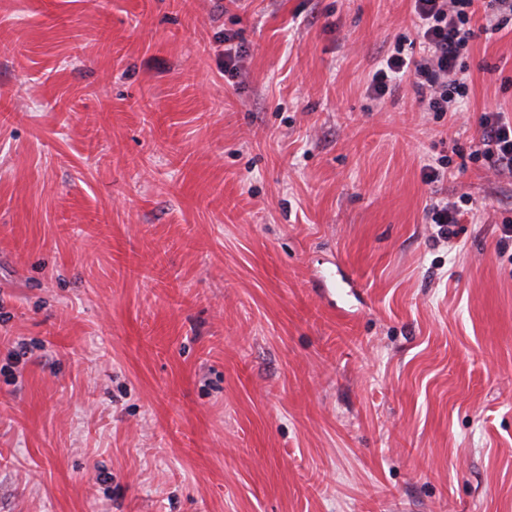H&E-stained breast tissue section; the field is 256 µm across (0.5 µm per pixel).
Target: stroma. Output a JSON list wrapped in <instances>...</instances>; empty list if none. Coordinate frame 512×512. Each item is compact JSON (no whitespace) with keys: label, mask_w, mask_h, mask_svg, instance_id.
I'll list each match as a JSON object with an SVG mask.
<instances>
[{"label":"stroma","mask_w":512,"mask_h":512,"mask_svg":"<svg viewBox=\"0 0 512 512\" xmlns=\"http://www.w3.org/2000/svg\"><path fill=\"white\" fill-rule=\"evenodd\" d=\"M410 10L0 0V512H512V22L436 114ZM501 107L482 113L474 158L498 178L512 181V118ZM468 195H453L452 197L436 200L430 208V224H437L439 230L437 239L449 242L458 237L463 231L459 224H463L465 214H469L471 209H464L462 204L468 205ZM457 227V228H456Z\"/></svg>","instance_id":"obj_1"}]
</instances>
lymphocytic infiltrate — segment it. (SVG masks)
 <instances>
[{
  "label": "lymphocytic infiltrate",
  "mask_w": 512,
  "mask_h": 512,
  "mask_svg": "<svg viewBox=\"0 0 512 512\" xmlns=\"http://www.w3.org/2000/svg\"><path fill=\"white\" fill-rule=\"evenodd\" d=\"M411 0L413 40L420 55H408L402 43H394L383 63L372 73L367 95L375 100L409 87L421 111L456 112L468 100L472 80L461 60L478 33L495 34L512 20V0ZM475 159L498 178L512 181V118L502 108L482 113L475 141ZM467 195L436 200L430 220L437 224L443 241L458 237L465 219Z\"/></svg>",
  "instance_id": "1"
}]
</instances>
